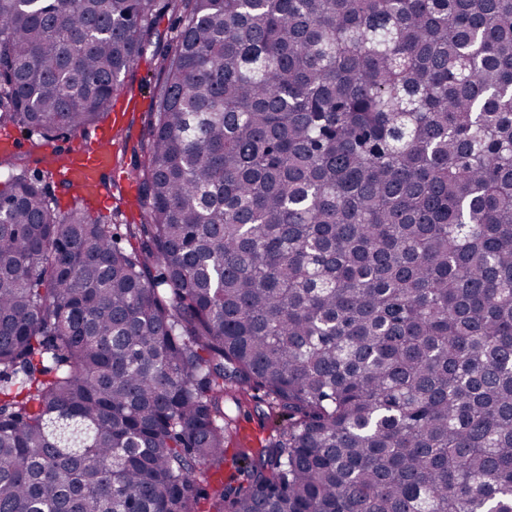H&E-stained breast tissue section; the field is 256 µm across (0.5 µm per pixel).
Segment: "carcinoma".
I'll use <instances>...</instances> for the list:
<instances>
[{"label":"carcinoma","instance_id":"1","mask_svg":"<svg viewBox=\"0 0 512 512\" xmlns=\"http://www.w3.org/2000/svg\"><path fill=\"white\" fill-rule=\"evenodd\" d=\"M151 47L135 247L0 178V512H512V0H0V126ZM245 411L242 413L239 419V426L241 427V424H249L252 427H254L258 433H259V442L256 446H249L245 448H259L260 447V441L262 439H265L269 434H271L272 430H274L275 426H278L279 424H283L281 421L276 419H269L266 418V415H263V411L265 413H268V409L266 406H258L256 408L253 404L249 407H245Z\"/></svg>","mask_w":512,"mask_h":512}]
</instances>
